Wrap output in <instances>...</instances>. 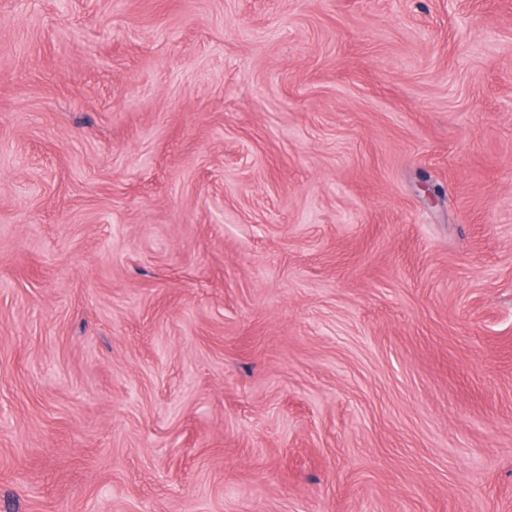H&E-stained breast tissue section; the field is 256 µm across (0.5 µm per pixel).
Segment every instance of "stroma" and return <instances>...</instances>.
I'll return each mask as SVG.
<instances>
[{
  "instance_id": "35a3bbf8",
  "label": "stroma",
  "mask_w": 512,
  "mask_h": 512,
  "mask_svg": "<svg viewBox=\"0 0 512 512\" xmlns=\"http://www.w3.org/2000/svg\"><path fill=\"white\" fill-rule=\"evenodd\" d=\"M0 512H512V0H0Z\"/></svg>"
}]
</instances>
